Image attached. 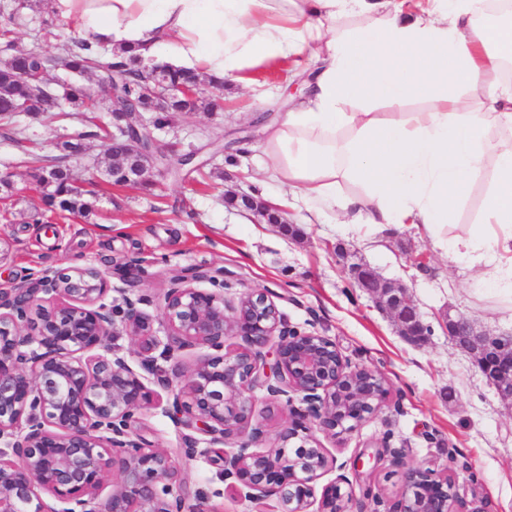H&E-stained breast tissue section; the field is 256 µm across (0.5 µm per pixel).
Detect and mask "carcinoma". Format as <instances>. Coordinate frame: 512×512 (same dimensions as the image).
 I'll use <instances>...</instances> for the list:
<instances>
[{
	"label": "carcinoma",
	"mask_w": 512,
	"mask_h": 512,
	"mask_svg": "<svg viewBox=\"0 0 512 512\" xmlns=\"http://www.w3.org/2000/svg\"><path fill=\"white\" fill-rule=\"evenodd\" d=\"M507 4L492 5L482 16V24H495L501 18L512 15ZM61 67L74 76H84L95 70H107L115 79L117 99L135 102L148 112H210L218 107L215 99L196 92L188 97L181 93L171 95L163 102H153L143 96V70L145 59L134 50L119 54L104 47L95 48L85 39H72L57 46V52L48 54L39 45L21 51L0 65V121L19 114H48L68 111L89 115L87 121L95 130L77 136V142L62 143L63 153L54 157L37 156L34 162L36 182L42 188L41 202L48 208L59 209L73 215L87 216L97 198L93 180L84 189L74 185V172L69 164L68 150L81 147V141L99 137L112 143V127L96 122L93 113L112 111V93L106 94V103L97 100L92 87L79 81L51 84L46 73ZM160 77L170 89L180 86L199 87V75L170 66L160 67ZM54 171L53 182L43 180V174Z\"/></svg>",
	"instance_id": "1"
}]
</instances>
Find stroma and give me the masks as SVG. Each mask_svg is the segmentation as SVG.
Instances as JSON below:
<instances>
[{
  "mask_svg": "<svg viewBox=\"0 0 512 512\" xmlns=\"http://www.w3.org/2000/svg\"><path fill=\"white\" fill-rule=\"evenodd\" d=\"M22 22L11 37L13 51L32 46L42 22H55L56 43L77 38L71 25L54 21L48 0H0ZM305 56L245 66L243 80L225 81L223 89L202 85L218 96V112H167L142 118L161 147L178 153L198 150L200 172L148 171L143 183L115 185L100 181L99 202L83 218L42 206L34 179L29 143L55 156L61 141L86 133L84 152L73 163L83 174L104 169L107 144L90 137L82 116L67 119L20 115L0 124V290L23 283L39 272L90 266L105 273L112 289L106 300L142 298L143 311L162 328L161 305L172 277L196 266L221 268L224 284L201 287L237 304L251 289L268 290L289 326L316 332L335 342L343 358L383 374L390 405L355 431L333 436L315 431L319 446L334 464L322 483L344 477L355 512H385L402 491L405 467L389 461L369 463L373 446L401 449L405 466H422L454 476L464 497L481 496L490 512H512V407L498 397L482 374L448 336L446 314L476 318L493 335L512 332V307L477 288L471 272L403 224L380 234L346 232L340 224H303L302 213L288 210L300 237L282 234L272 224L254 223L250 214L226 205L225 195H256L255 180L265 160L262 146L267 117H278L284 95H299L297 75L310 71ZM365 263L385 279L407 288L431 334L420 345L400 336L390 316L347 274ZM138 283L124 286L127 272ZM254 421L264 434L260 447L273 445L291 411L303 410L299 394L271 401L255 390ZM137 429L176 462L181 483L174 489L187 512H280L275 498L257 502L224 482L203 457L184 455L182 427L149 405L138 414Z\"/></svg>",
  "mask_w": 512,
  "mask_h": 512,
  "instance_id": "stroma-1",
  "label": "stroma"
}]
</instances>
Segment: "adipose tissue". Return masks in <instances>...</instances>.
<instances>
[{"mask_svg": "<svg viewBox=\"0 0 512 512\" xmlns=\"http://www.w3.org/2000/svg\"><path fill=\"white\" fill-rule=\"evenodd\" d=\"M486 2L49 0L91 43L161 47L215 80L249 58L310 53L305 94L264 144L265 183L296 205L330 203L353 233L415 225L512 302V84L500 78L512 24L480 25ZM345 181L363 192L342 194ZM484 182L480 221L457 223Z\"/></svg>", "mask_w": 512, "mask_h": 512, "instance_id": "1", "label": "adipose tissue"}]
</instances>
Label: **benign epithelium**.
Returning <instances> with one entry per match:
<instances>
[{
	"label": "benign epithelium",
	"mask_w": 512,
	"mask_h": 512,
	"mask_svg": "<svg viewBox=\"0 0 512 512\" xmlns=\"http://www.w3.org/2000/svg\"><path fill=\"white\" fill-rule=\"evenodd\" d=\"M112 142L134 159L112 162V182L135 185L149 168L168 166L161 148L138 112L112 113ZM233 205L253 213L259 224L288 226L281 211L248 194ZM355 285L396 323L400 335L420 342L430 335L407 289L382 278L368 265L351 267ZM224 270L191 268L172 278L163 299L166 336L135 300L112 306V287L93 267L67 273L44 272L7 292L0 291V512H184L173 495L178 469L171 456L149 446L133 430L136 415L150 402L144 374L168 395L164 412L189 431L184 453L209 458L223 479L234 480L255 501L274 497L281 512H352L344 478L315 497L314 482L330 468L312 427L336 435L350 431L384 408L389 388L384 376L353 367L326 336L294 330L284 323L265 290H252L237 306L189 285L218 282ZM121 324L139 340L134 369L117 349H103ZM27 326L31 333L22 335ZM455 346L468 355L500 399L512 405V336L490 335L465 314L447 316ZM276 340L275 361L266 367L263 349ZM204 345L212 350L187 378L178 352ZM264 389L274 398L302 394L305 414L284 428L271 447H252L261 434L248 429L254 396ZM207 436L198 448L195 434ZM232 435L238 447L224 449ZM120 481L101 496L111 468ZM452 479L411 466L404 491L386 512H485L448 492ZM316 510H311L312 506Z\"/></svg>",
	"instance_id": "obj_1"
}]
</instances>
